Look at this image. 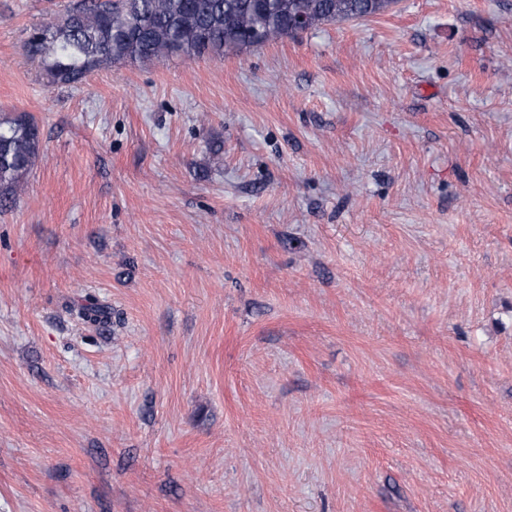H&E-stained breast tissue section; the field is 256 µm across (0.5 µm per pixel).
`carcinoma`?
<instances>
[{
    "mask_svg": "<svg viewBox=\"0 0 512 512\" xmlns=\"http://www.w3.org/2000/svg\"><path fill=\"white\" fill-rule=\"evenodd\" d=\"M395 0H81L56 23L35 32L29 56L48 84L69 86L115 63L194 62L243 52L296 34L291 21L305 13L310 28L381 14ZM40 133L24 113L0 117V208L8 206L40 156ZM93 324L111 319L95 296L70 307Z\"/></svg>",
    "mask_w": 512,
    "mask_h": 512,
    "instance_id": "cac0c4a2",
    "label": "carcinoma"
}]
</instances>
